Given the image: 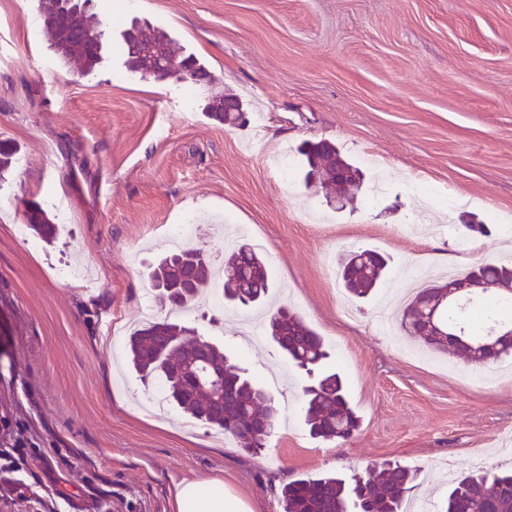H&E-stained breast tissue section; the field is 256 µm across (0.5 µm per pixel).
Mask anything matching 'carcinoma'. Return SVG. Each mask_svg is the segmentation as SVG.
Wrapping results in <instances>:
<instances>
[{"label":"carcinoma","instance_id":"cac0c4a2","mask_svg":"<svg viewBox=\"0 0 512 512\" xmlns=\"http://www.w3.org/2000/svg\"><path fill=\"white\" fill-rule=\"evenodd\" d=\"M36 2L52 52L64 63L77 59L87 71H94L105 59L108 41L88 13L89 0H69L66 12L57 9V0ZM69 24L81 27L86 41L68 40L65 28ZM123 41L127 67L144 77L150 75L151 62L142 52L133 51L137 43L163 53L175 75L189 62L195 71L209 76L202 61L163 31L133 25L124 32ZM234 104L241 102L233 96L216 95L209 100L207 111L213 119L234 125L240 120V115L231 111ZM300 153L309 173L335 184L336 210L346 209L363 194L362 172L332 143L307 141ZM29 223L44 239L55 233V225L48 223L44 211L37 207L29 215ZM387 266L388 260L375 250L347 251L339 259L340 286L365 299L379 287ZM149 277L155 301L177 308L194 305L214 284L220 287L224 301L253 307L264 305L273 288L265 259L249 244L232 251L218 271L199 249L166 251L149 267ZM463 278L470 280L472 288L436 304L439 328L455 334L457 340L449 343L423 334L429 304L445 296L446 283L420 289L405 307L399 327L431 350L460 353L477 362L483 360L479 344L496 335V328L490 327L485 334L475 330L465 304H480L479 294L490 287L502 291L499 300L512 301V263H480L465 270ZM267 330L288 359L311 378L304 389L309 434L326 441L349 438L360 426V416L339 374L325 369L328 354L322 337L286 306L270 316ZM126 348L127 366L144 379L162 382L165 400L230 435L245 452L258 455L264 450L278 409L267 390L234 363L224 348L191 334L170 318L141 325L128 336ZM415 478V471L391 463L384 464L377 476L304 475L281 488L282 512H403L405 493L412 489ZM442 512H512V470L491 469L459 477L448 486Z\"/></svg>","mask_w":512,"mask_h":512}]
</instances>
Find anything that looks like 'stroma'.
Instances as JSON below:
<instances>
[{"instance_id":"stroma-1","label":"stroma","mask_w":512,"mask_h":512,"mask_svg":"<svg viewBox=\"0 0 512 512\" xmlns=\"http://www.w3.org/2000/svg\"><path fill=\"white\" fill-rule=\"evenodd\" d=\"M112 26L94 72L49 49L34 0H0V141L22 164L0 178V450L18 427L40 449L0 472V512H175L177 486L221 480L254 512H280L281 488L306 474L417 470L409 500L438 512L447 469H512V359L477 364L380 333L407 298L398 272L443 281L512 256V0H92ZM160 28L205 63L207 84L127 70L119 33ZM238 95L266 126L208 118L209 97ZM327 140L365 173L354 211L305 184L297 152ZM292 167L280 177L275 152ZM39 206L59 227L28 244L14 227ZM195 218L192 246L214 262L226 239L263 242L288 305L322 336L361 425L311 438L307 376L265 329L244 337L209 305L187 327L223 346L274 397L279 415L252 456L231 436L141 402L150 390L124 345L151 291L148 266L168 225ZM389 255L374 297L340 307L346 247ZM93 268L96 287L61 267ZM49 462L64 487L40 473Z\"/></svg>"}]
</instances>
